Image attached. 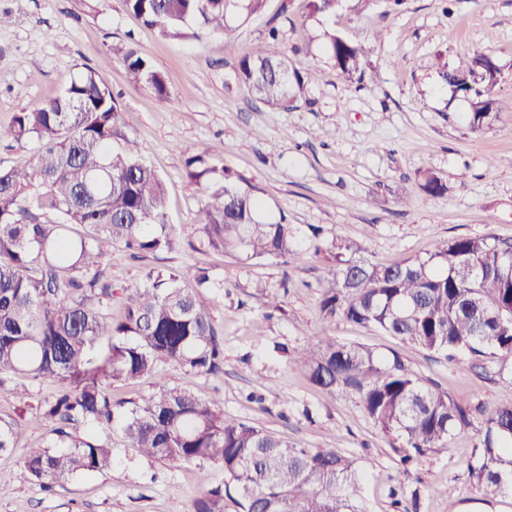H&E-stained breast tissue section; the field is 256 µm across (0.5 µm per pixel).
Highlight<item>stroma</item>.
<instances>
[{
  "label": "stroma",
  "instance_id": "stroma-1",
  "mask_svg": "<svg viewBox=\"0 0 512 512\" xmlns=\"http://www.w3.org/2000/svg\"><path fill=\"white\" fill-rule=\"evenodd\" d=\"M331 23L362 45L375 85L362 87L334 67L310 0H266L247 21L201 40L159 35L122 0H0V125L61 94L77 72L102 67L126 134L166 185L167 221L177 237L174 249L144 260L108 246L107 274L121 288L159 268L191 288L203 268L212 282L206 296L224 342L223 371L165 364L166 381L288 442L343 449L356 461V497L366 512H512V494L485 501L468 473L481 417L405 475L397 437L375 426L355 399L312 384L296 358L307 343L332 337L399 354L432 388L474 407L489 409L512 395V373L496 364L473 366L465 354L451 361L377 328L325 318L319 308L335 242L356 257L409 263L456 237L512 238V0H403L397 7L375 0L365 8L341 0ZM272 25L292 69L315 76L281 109L250 95L235 75V54L263 41ZM120 42L164 74L170 104L129 83L120 60L103 65ZM475 48L500 68L502 110L480 129L464 119L469 101L440 74L441 64L456 66ZM219 143L222 165L261 200V219L292 224L299 243L318 244L319 254L286 265L193 249L205 193L221 186L202 190L185 161ZM427 171L445 181L444 195L423 190ZM316 226L324 230L317 239ZM272 294L279 308L270 306ZM110 436L111 468L49 490L25 469L24 448L0 454V512H192L224 478L206 462L144 457L119 428Z\"/></svg>",
  "mask_w": 512,
  "mask_h": 512
}]
</instances>
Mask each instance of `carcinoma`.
Returning <instances> with one entry per match:
<instances>
[{
	"mask_svg": "<svg viewBox=\"0 0 512 512\" xmlns=\"http://www.w3.org/2000/svg\"><path fill=\"white\" fill-rule=\"evenodd\" d=\"M266 0H123L126 9L163 36L186 29L200 38L245 21ZM322 37L333 65L363 80V49L326 25ZM132 82L170 100L164 75L130 46H112ZM442 77L469 99L471 127L490 124L497 109L492 90L500 69L480 50ZM236 78L271 108L299 98L309 80L290 70L279 30L238 62ZM36 138L42 151L28 168L0 169V387L11 377L50 379L57 394L35 418L57 440L29 444L25 466L44 488L112 466L110 436H76L80 427L119 424L126 441L159 461L204 460L224 473V486L198 498L193 512H224L230 499L241 512H362L355 496L358 472L337 448H303L264 429L228 418L214 400L159 379L146 399L118 411L114 381L152 375L164 363L217 375L224 345L200 292L210 287L201 269L197 288L181 286L172 272L152 268L144 283L113 288L103 276L104 247L118 243L138 257L175 244L166 220V188L123 131L121 113L101 72L90 68L62 93L14 116L0 127V143ZM224 152L205 145L187 158V175L224 181L209 197L198 228L201 248L244 256L303 260L294 228L257 219L259 201L232 172L216 165ZM432 196L447 190L432 172L423 175ZM57 215L43 221L31 211L33 196ZM334 268L320 307L325 316L373 326L399 340L450 358L466 352L512 363V239L493 235L441 242L428 257L384 265L347 257L335 245ZM119 302L122 316L112 317ZM310 381L355 397L382 430L402 440L403 472L431 452L448 447L454 432L471 423L470 410L428 386L396 353L324 338L298 354ZM484 434L469 473L489 498L512 492V399L481 410ZM21 418H0V452L15 448ZM56 450H51V447Z\"/></svg>",
	"mask_w": 512,
	"mask_h": 512,
	"instance_id": "obj_1",
	"label": "carcinoma"
}]
</instances>
